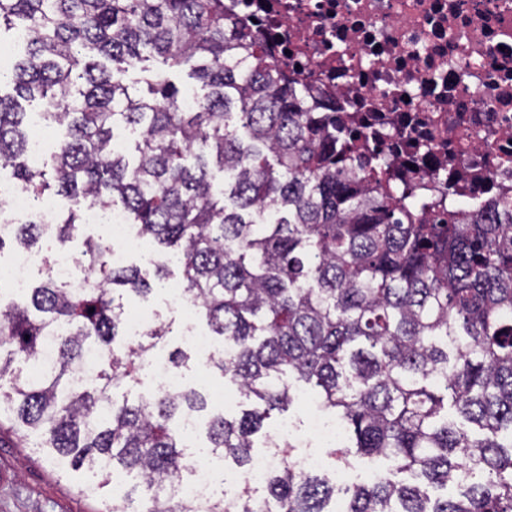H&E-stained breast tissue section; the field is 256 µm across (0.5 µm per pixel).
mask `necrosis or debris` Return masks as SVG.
<instances>
[{
  "label": "necrosis or debris",
  "instance_id": "4bbe7bcc",
  "mask_svg": "<svg viewBox=\"0 0 512 512\" xmlns=\"http://www.w3.org/2000/svg\"><path fill=\"white\" fill-rule=\"evenodd\" d=\"M256 30L317 111L349 130L367 158L387 153L383 177L411 196L455 208L512 196V0H228ZM438 176L425 183L411 163ZM38 209L56 221L57 202L33 205L21 187L0 182V221ZM88 224L106 225L113 265L140 248L127 215L94 206Z\"/></svg>",
  "mask_w": 512,
  "mask_h": 512
}]
</instances>
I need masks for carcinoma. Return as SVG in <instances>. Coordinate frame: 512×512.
<instances>
[{"label": "carcinoma", "instance_id": "obj_1", "mask_svg": "<svg viewBox=\"0 0 512 512\" xmlns=\"http://www.w3.org/2000/svg\"><path fill=\"white\" fill-rule=\"evenodd\" d=\"M2 24L26 42L0 70V169L35 207L51 189L67 199L49 232L59 241L77 236L85 207L119 204L159 260L151 278L116 268L108 242L88 238L97 286L49 273L22 302L0 287L1 422L36 435L62 471L98 479L85 492L139 495V512H330L338 492L343 512H512L511 196L423 223L426 209L384 185L389 156L356 162L354 134L314 109L225 0H0ZM130 70L148 94L130 93ZM174 70L204 91L187 112ZM37 98L62 134L32 170L22 102ZM122 124L138 133L133 161L115 147ZM49 233L14 224L0 253L39 250ZM173 266L182 298L233 351L210 368L262 405L210 415L205 450L250 467L254 436L303 382L345 422L353 445L337 458H388L392 475L338 489L294 471V445L280 440L265 497L247 486L205 505L175 494L194 467L180 419L204 416L208 399L191 388L117 396L167 334L153 324L147 342L118 347L124 298L148 299ZM38 361L37 376L17 367ZM449 405L461 422L441 416ZM466 467L480 479L463 486Z\"/></svg>", "mask_w": 512, "mask_h": 512}]
</instances>
